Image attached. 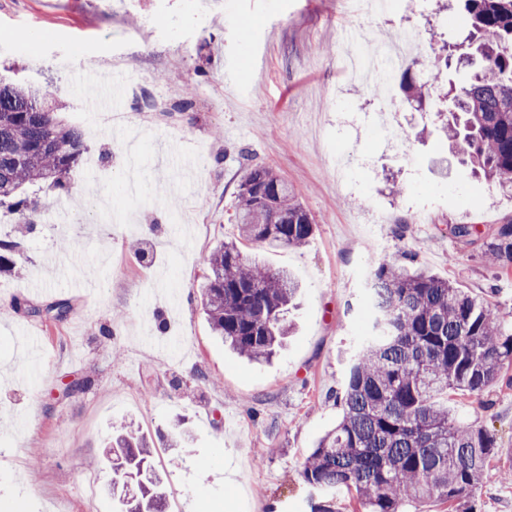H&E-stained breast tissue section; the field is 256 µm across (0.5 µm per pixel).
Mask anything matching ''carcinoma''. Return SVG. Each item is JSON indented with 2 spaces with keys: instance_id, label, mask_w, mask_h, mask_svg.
<instances>
[{
  "instance_id": "carcinoma-1",
  "label": "carcinoma",
  "mask_w": 512,
  "mask_h": 512,
  "mask_svg": "<svg viewBox=\"0 0 512 512\" xmlns=\"http://www.w3.org/2000/svg\"><path fill=\"white\" fill-rule=\"evenodd\" d=\"M467 41L480 71L450 86L448 139L461 165L512 190V0H464ZM453 51L444 43L424 62L401 68L407 102L441 88ZM87 147L37 89L0 85V209L29 231L37 212L53 207L47 187L67 193L66 176ZM240 238L270 247L304 245L315 220L271 168L247 169L239 185ZM484 254L512 267V220L484 243ZM202 307L215 336L238 355L261 363L289 333L288 306L298 282L219 244L209 261ZM373 334L360 340L338 399L341 418L307 457L302 476L312 490L310 512H333V494H355L362 512H403L410 500L436 498L452 512H474L471 499L502 478L496 438L459 420L448 396H480L512 366V326L492 305L452 281L382 262L371 270ZM112 491L122 512H165L168 495L154 449L132 431L108 446Z\"/></svg>"
}]
</instances>
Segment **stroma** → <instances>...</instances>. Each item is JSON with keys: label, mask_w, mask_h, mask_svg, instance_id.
Returning a JSON list of instances; mask_svg holds the SVG:
<instances>
[{"label": "stroma", "mask_w": 512, "mask_h": 512, "mask_svg": "<svg viewBox=\"0 0 512 512\" xmlns=\"http://www.w3.org/2000/svg\"><path fill=\"white\" fill-rule=\"evenodd\" d=\"M469 29L456 0L383 12L362 0H0V82L53 91L88 147L69 174L71 210L39 214L22 273L0 274V512H117L101 461L129 423L155 444L171 512H309L301 471L340 418L374 263L414 262L512 322V269L483 255L512 219V192L460 165L442 101L404 106L412 140L389 148L377 84L338 63L365 30L388 42L416 31L424 51ZM254 165L286 179L316 222L298 248L242 246L301 284L295 332L264 365L218 342L201 306ZM455 224L478 237L453 236ZM65 241L70 268L55 262ZM60 300L58 321L45 309ZM453 406L512 468V369Z\"/></svg>", "instance_id": "obj_1"}]
</instances>
